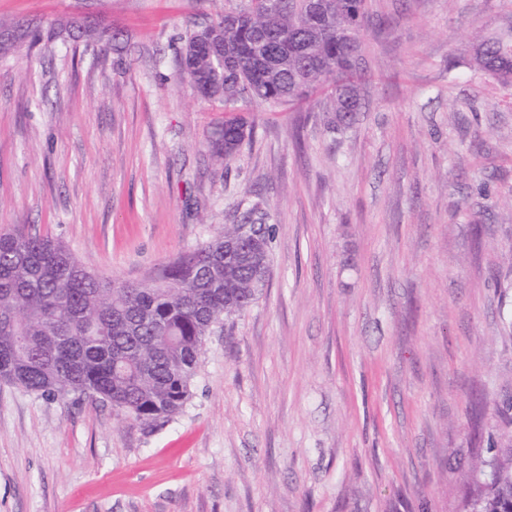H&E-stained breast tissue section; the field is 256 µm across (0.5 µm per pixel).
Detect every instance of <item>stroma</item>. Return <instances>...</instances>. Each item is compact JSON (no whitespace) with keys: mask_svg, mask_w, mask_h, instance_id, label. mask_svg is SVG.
Returning a JSON list of instances; mask_svg holds the SVG:
<instances>
[{"mask_svg":"<svg viewBox=\"0 0 512 512\" xmlns=\"http://www.w3.org/2000/svg\"><path fill=\"white\" fill-rule=\"evenodd\" d=\"M242 0H0L88 19L0 54V232L138 282L251 210L266 286L208 336L163 426L0 382V512H464L512 402V87L471 62L512 0H367L362 108L331 83L236 113L178 51ZM239 152L215 157L225 121ZM240 129H243L242 124L236 121H225L224 129L218 131L211 141L212 153L224 160H230L244 140Z\"/></svg>","mask_w":512,"mask_h":512,"instance_id":"obj_1","label":"stroma"}]
</instances>
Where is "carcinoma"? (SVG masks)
I'll return each instance as SVG.
<instances>
[{"mask_svg": "<svg viewBox=\"0 0 512 512\" xmlns=\"http://www.w3.org/2000/svg\"><path fill=\"white\" fill-rule=\"evenodd\" d=\"M364 13L365 0H247L185 37L181 69L229 112L245 100L300 99L330 80L334 122L346 125L361 108L353 71ZM211 47L222 60L209 57ZM474 61L512 86V40L480 42ZM242 128L224 122L212 153L231 159ZM237 232L226 224L134 283L98 276L61 243L20 226L1 232L0 381L45 397H91L144 428L168 422L189 398L207 337L265 287L251 267L224 262V241ZM504 426L468 512H512V419Z\"/></svg>", "mask_w": 512, "mask_h": 512, "instance_id": "carcinoma-1", "label": "carcinoma"}]
</instances>
